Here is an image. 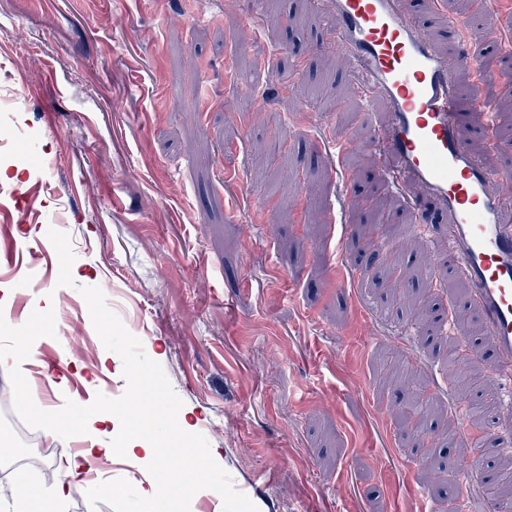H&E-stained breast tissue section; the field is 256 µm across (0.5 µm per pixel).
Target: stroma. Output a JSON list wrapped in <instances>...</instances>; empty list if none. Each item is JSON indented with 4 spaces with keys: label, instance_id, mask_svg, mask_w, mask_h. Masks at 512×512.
I'll return each instance as SVG.
<instances>
[{
    "label": "stroma",
    "instance_id": "stroma-1",
    "mask_svg": "<svg viewBox=\"0 0 512 512\" xmlns=\"http://www.w3.org/2000/svg\"><path fill=\"white\" fill-rule=\"evenodd\" d=\"M493 2L497 65L477 86L460 84L457 121L480 160L501 167L512 164V112L493 132L470 122L474 95L504 97L499 69L512 66V0ZM280 7L268 25L250 0H209L205 20L185 0H0V205L27 247L0 274L9 291L0 349L40 307L56 318L29 330L37 355L24 369L43 397L0 408L22 431L0 458V512H15L25 456L74 453L69 432L48 433L46 407L126 389L122 360L80 293L99 285L258 512H418L429 471L392 409L385 356L418 369L453 424L465 405L443 355L426 353V335L372 316L382 289L343 272L342 245L365 210L357 201L344 222L330 219L326 140L369 133L353 119L355 100L340 123L313 122L323 106L292 86L295 56L281 50L287 0ZM248 66L278 68L269 101L243 97ZM301 153L318 166L298 164ZM32 185L35 206L12 197ZM306 197L315 210L302 208ZM267 207L276 223H264ZM51 228L70 238L73 286L57 284ZM92 463L94 478L68 482L62 500L43 491L39 512H112L90 510L85 493L97 482L151 488L143 461L116 453ZM26 476L41 488L37 473Z\"/></svg>",
    "mask_w": 512,
    "mask_h": 512
}]
</instances>
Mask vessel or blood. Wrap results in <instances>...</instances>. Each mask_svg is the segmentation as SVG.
Segmentation results:
<instances>
[{"instance_id":"obj_1","label":"vessel or blood","mask_w":512,"mask_h":512,"mask_svg":"<svg viewBox=\"0 0 512 512\" xmlns=\"http://www.w3.org/2000/svg\"><path fill=\"white\" fill-rule=\"evenodd\" d=\"M335 43L355 76L371 142L385 157L383 183L407 213L418 197L442 210L447 250L435 254L427 279L462 280L466 304L477 315L481 341L497 352L492 369L503 390L485 432L500 442L512 436V207L504 191L512 171L483 164L460 135L456 122L457 61L442 51L431 22L411 15L408 0H321ZM450 44L498 41L496 13L480 24L449 20Z\"/></svg>"}]
</instances>
